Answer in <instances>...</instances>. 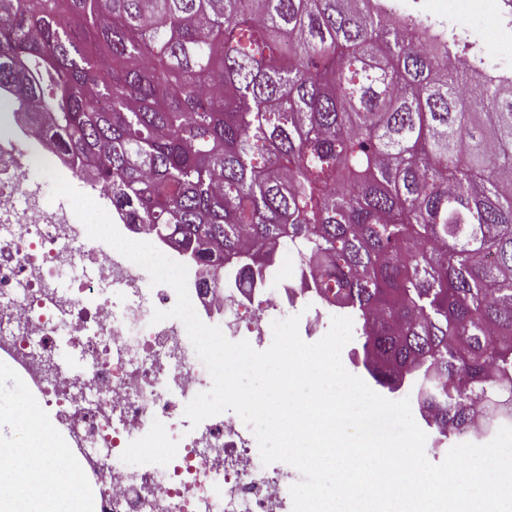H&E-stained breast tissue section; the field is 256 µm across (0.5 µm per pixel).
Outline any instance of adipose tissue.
Listing matches in <instances>:
<instances>
[{
  "instance_id": "obj_1",
  "label": "adipose tissue",
  "mask_w": 512,
  "mask_h": 512,
  "mask_svg": "<svg viewBox=\"0 0 512 512\" xmlns=\"http://www.w3.org/2000/svg\"><path fill=\"white\" fill-rule=\"evenodd\" d=\"M38 431H31L27 418L0 412V454L22 457L41 471L43 481L22 486L18 473L0 468V512H86V497L77 464L54 465L52 448L44 439L50 423L38 419Z\"/></svg>"
}]
</instances>
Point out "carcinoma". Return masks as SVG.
Segmentation results:
<instances>
[{
    "instance_id": "carcinoma-1",
    "label": "carcinoma",
    "mask_w": 512,
    "mask_h": 512,
    "mask_svg": "<svg viewBox=\"0 0 512 512\" xmlns=\"http://www.w3.org/2000/svg\"><path fill=\"white\" fill-rule=\"evenodd\" d=\"M372 0H0V99L215 270L279 246L428 424L512 414V81Z\"/></svg>"
}]
</instances>
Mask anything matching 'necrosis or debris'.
Here are the masks:
<instances>
[{
  "instance_id": "1",
  "label": "necrosis or debris",
  "mask_w": 512,
  "mask_h": 512,
  "mask_svg": "<svg viewBox=\"0 0 512 512\" xmlns=\"http://www.w3.org/2000/svg\"><path fill=\"white\" fill-rule=\"evenodd\" d=\"M66 165L47 139L35 153L0 144V352L70 420L76 446L56 449L57 461L86 454L83 479L99 489L98 512H288V473L259 466L253 432L220 414L187 430L185 406L212 380L183 323L152 320L174 307L176 293L151 287L141 267L90 239L73 209L29 177ZM155 246L186 264L199 318L228 337L249 333L255 350L272 336L273 321L297 306L300 262L289 263L276 291L228 264L219 289L170 243ZM75 265L84 276L61 284L60 272ZM111 288L127 296L124 320L115 318ZM60 336L86 360L84 371L58 362ZM134 454L145 461L136 473L124 464Z\"/></svg>"
}]
</instances>
